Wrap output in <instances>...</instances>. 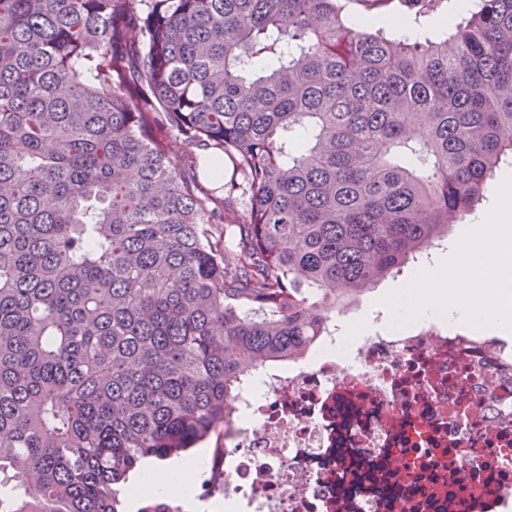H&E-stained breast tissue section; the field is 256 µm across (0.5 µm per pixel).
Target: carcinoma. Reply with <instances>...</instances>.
Listing matches in <instances>:
<instances>
[{"label":"carcinoma","mask_w":512,"mask_h":512,"mask_svg":"<svg viewBox=\"0 0 512 512\" xmlns=\"http://www.w3.org/2000/svg\"><path fill=\"white\" fill-rule=\"evenodd\" d=\"M511 158L512 0H0V512H123ZM475 0H443L438 10L428 17L415 20V9L410 1L388 0L381 3L364 0H344L351 21L360 29L374 31L383 28L391 35L418 31L436 39L448 35L454 26L472 9ZM448 15L451 21L448 24ZM386 20L389 23H380ZM417 21V22H416ZM443 21V24L440 22ZM395 23V24H394ZM397 24V25H396Z\"/></svg>","instance_id":"1"}]
</instances>
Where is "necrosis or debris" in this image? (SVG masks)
Listing matches in <instances>:
<instances>
[{"mask_svg":"<svg viewBox=\"0 0 512 512\" xmlns=\"http://www.w3.org/2000/svg\"><path fill=\"white\" fill-rule=\"evenodd\" d=\"M260 375L211 462L238 512H512V340L332 323Z\"/></svg>","mask_w":512,"mask_h":512,"instance_id":"1","label":"necrosis or debris"}]
</instances>
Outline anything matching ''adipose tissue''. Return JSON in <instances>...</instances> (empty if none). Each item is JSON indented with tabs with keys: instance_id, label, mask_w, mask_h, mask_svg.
I'll use <instances>...</instances> for the list:
<instances>
[{
	"instance_id": "adipose-tissue-1",
	"label": "adipose tissue",
	"mask_w": 512,
	"mask_h": 512,
	"mask_svg": "<svg viewBox=\"0 0 512 512\" xmlns=\"http://www.w3.org/2000/svg\"><path fill=\"white\" fill-rule=\"evenodd\" d=\"M512 293V190L501 192L499 209L485 222L472 225L442 267L419 271L391 289L386 306L389 321L442 318L451 323L512 328V310L494 313L481 300ZM203 453L172 461L147 460L131 475L124 494L128 508L153 493L180 500L185 512L199 505L186 481L188 472L200 469Z\"/></svg>"
}]
</instances>
